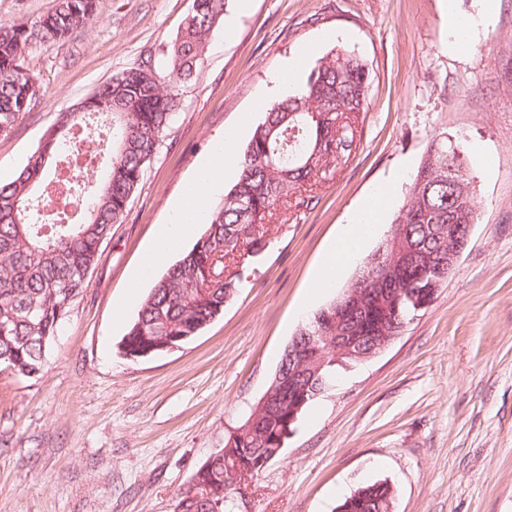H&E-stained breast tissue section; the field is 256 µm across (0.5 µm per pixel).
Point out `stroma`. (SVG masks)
I'll return each instance as SVG.
<instances>
[{"mask_svg":"<svg viewBox=\"0 0 512 512\" xmlns=\"http://www.w3.org/2000/svg\"><path fill=\"white\" fill-rule=\"evenodd\" d=\"M193 0H96L97 23L37 46L31 111L0 135V175L17 177L60 112L141 58L162 59ZM201 63L174 87L175 115L123 223L100 247L90 286L40 377L0 373V512H174L180 490L265 393L305 316L355 276L310 293L319 253L362 198L399 178L368 248L390 234L433 139L480 147V202L447 283L402 336L306 408L279 458L237 512H336L357 487L388 480L395 512H512V0L475 48L448 50L444 0H225ZM354 50L370 84L359 148L278 211L272 245L239 265L223 313L179 348L142 359L118 343L139 302L114 315L170 206L224 131L254 128L283 62L313 68Z\"/></svg>","mask_w":512,"mask_h":512,"instance_id":"stroma-1","label":"stroma"}]
</instances>
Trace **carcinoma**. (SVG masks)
Wrapping results in <instances>:
<instances>
[{
    "label": "carcinoma",
    "mask_w": 512,
    "mask_h": 512,
    "mask_svg": "<svg viewBox=\"0 0 512 512\" xmlns=\"http://www.w3.org/2000/svg\"><path fill=\"white\" fill-rule=\"evenodd\" d=\"M224 11V0H193L181 38L166 55L168 83L161 82L154 60L146 58L114 76L89 96L91 104L61 113L44 133L19 175L0 185V372L42 374L46 353L77 300L89 288L88 275L98 261L112 225L123 222L144 169L176 107L172 85L187 79L200 63L206 42ZM97 21L95 0H53L33 21L0 24V134L7 133L30 111L39 87L30 62L38 44L60 42ZM369 86V70L353 52L339 48L307 75L296 91L265 107L240 155L237 183L215 202L210 221L193 246L156 280L137 317L118 344L131 360L160 352L165 339L194 337L224 311L234 295L236 276L224 274V258L247 255L255 260L270 245L260 227L272 223L279 206H307L306 194L320 175L343 167L357 148V133ZM97 129L98 140L110 141L106 178L93 190L92 203L77 223L69 216L50 217L31 203L34 187L47 191L69 163L70 134L77 127ZM469 159L466 147L435 140L414 176L409 200L396 223L405 226L410 261L434 262L424 277L407 265L395 274L403 300L400 314L415 315L413 292L448 275L437 269L448 260V225L475 221L479 202L468 189L457 193L448 210V168ZM366 347L398 326L379 323L370 311L354 324ZM319 374L283 352L268 387L270 401L258 418L248 416L224 440V448L200 468L195 490L189 482L180 492L175 512H233L239 495L232 471L259 474L277 458L280 437L332 378L335 366L351 364L329 349ZM395 490L386 480L361 486L345 497V512H388Z\"/></svg>",
    "instance_id": "cac0c4a2"
}]
</instances>
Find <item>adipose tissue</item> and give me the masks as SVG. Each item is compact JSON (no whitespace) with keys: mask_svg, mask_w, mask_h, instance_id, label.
<instances>
[{"mask_svg":"<svg viewBox=\"0 0 512 512\" xmlns=\"http://www.w3.org/2000/svg\"><path fill=\"white\" fill-rule=\"evenodd\" d=\"M496 7L497 0H483L478 15L463 18L456 13H449V51L473 48L479 27L494 14ZM239 136V130L226 131L216 141L212 152L198 163L193 176L184 184L179 198L172 205L169 222L159 225L149 250L131 280L132 286H139L143 280L151 277L166 258L177 252L194 235L207 192L217 187L225 172L236 165ZM393 191V186L387 185L368 194L351 214L348 224L343 225L327 244L313 279L316 292L321 293L334 287L347 263L364 250Z\"/></svg>","mask_w":512,"mask_h":512,"instance_id":"ef3b65f1","label":"adipose tissue"}]
</instances>
